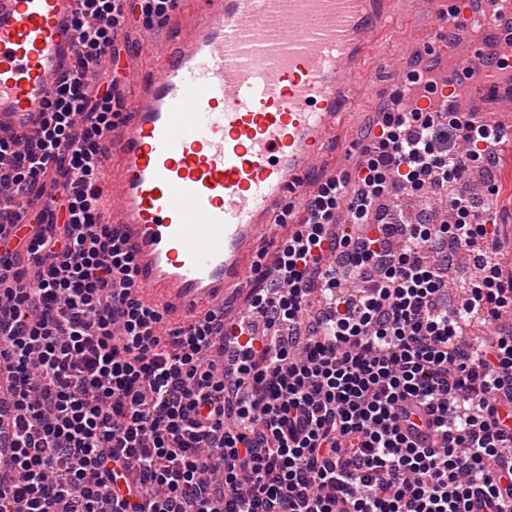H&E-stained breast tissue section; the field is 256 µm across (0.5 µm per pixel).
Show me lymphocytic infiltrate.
<instances>
[{"instance_id": "obj_1", "label": "lymphocytic infiltrate", "mask_w": 512, "mask_h": 512, "mask_svg": "<svg viewBox=\"0 0 512 512\" xmlns=\"http://www.w3.org/2000/svg\"><path fill=\"white\" fill-rule=\"evenodd\" d=\"M79 55L37 137L0 141V512H512V325L488 342L471 321L512 313V268L494 217L448 187L493 162L497 128L473 112H402L367 131L356 190L322 184L276 263L255 278L251 335L233 360L247 396H225L213 349L217 306L183 330L138 298L139 272L97 184L124 108L117 80L127 10L160 25L173 0H82ZM448 196L446 217H379L376 237L341 239V272L320 267L340 213L363 223L392 188ZM42 204L16 227L20 202ZM479 262L459 307L448 266ZM433 440L404 430L403 403Z\"/></svg>"}]
</instances>
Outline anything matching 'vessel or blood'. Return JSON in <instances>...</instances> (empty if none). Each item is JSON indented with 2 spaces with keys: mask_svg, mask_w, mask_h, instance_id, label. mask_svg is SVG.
I'll use <instances>...</instances> for the list:
<instances>
[{
  "mask_svg": "<svg viewBox=\"0 0 512 512\" xmlns=\"http://www.w3.org/2000/svg\"><path fill=\"white\" fill-rule=\"evenodd\" d=\"M458 17L422 67L479 68L470 100L512 77L498 46L512 15L477 0H432ZM79 0H0V140L36 136L57 80L76 58ZM387 15L380 0H174L126 117L100 159L102 208L134 255L140 299L184 327L246 290L261 232L276 233L286 194L303 191L337 121L347 83ZM410 107H461L446 82Z\"/></svg>",
  "mask_w": 512,
  "mask_h": 512,
  "instance_id": "1",
  "label": "vessel or blood"
}]
</instances>
